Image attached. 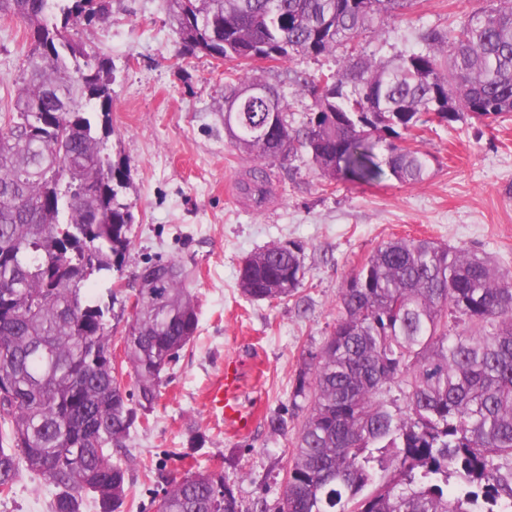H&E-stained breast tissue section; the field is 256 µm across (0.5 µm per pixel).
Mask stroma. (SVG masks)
<instances>
[{
  "mask_svg": "<svg viewBox=\"0 0 512 512\" xmlns=\"http://www.w3.org/2000/svg\"><path fill=\"white\" fill-rule=\"evenodd\" d=\"M112 19L84 27L82 37L112 63V132L104 154L126 164L132 207L131 245L119 265L98 278L135 288L147 264L179 260L189 272L198 330L167 371L162 396L145 422L131 428L127 464L132 493L120 512H155V498L186 472L220 470L240 512H278L291 452L304 420L292 396L297 377L330 336L351 274L381 243L426 237L486 254L512 270V113L486 123L446 128L430 122L420 149L434 156L424 183L393 177L370 183L321 178L306 158L267 169L269 193L255 204L247 192L253 161L224 133L227 64L179 54L167 0H111ZM487 0H409L362 42L379 57L419 48L429 28L456 27ZM22 19L0 18V113L21 84L28 50ZM345 64L343 51L298 56L267 73L291 103L293 126L306 119L308 99L295 96L291 73L313 78ZM296 243L306 268L294 297L247 299L238 286L243 259L275 244ZM234 362L240 402L253 412L242 430L225 428L206 395ZM286 429L271 432L270 417ZM56 489L22 470L0 512H50Z\"/></svg>",
  "mask_w": 512,
  "mask_h": 512,
  "instance_id": "1",
  "label": "stroma"
}]
</instances>
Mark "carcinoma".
I'll list each match as a JSON object with an SVG mask.
<instances>
[{
	"instance_id": "1",
	"label": "carcinoma",
	"mask_w": 512,
	"mask_h": 512,
	"mask_svg": "<svg viewBox=\"0 0 512 512\" xmlns=\"http://www.w3.org/2000/svg\"><path fill=\"white\" fill-rule=\"evenodd\" d=\"M170 0L182 54L231 63L229 143L256 162L248 192L268 194L266 164L304 153L323 177L390 175L424 182L431 155L409 144L424 116L451 127L512 112V0H495L456 28L427 29L422 48L370 58L360 36L407 0ZM27 24L23 77L0 126V495L25 466L55 476L52 512H117L137 411L161 397L163 373L196 337L197 308L181 264L162 281L146 265L133 294L110 288L120 312L87 292L130 246L120 202L127 171L103 156L112 133L110 63L78 38L111 17L110 0H0V18ZM344 48L341 71L296 77L311 99L289 122L281 87L241 89L276 61ZM305 277L296 246L243 261L238 286L254 301L294 296ZM134 315L123 337L134 391L114 368L108 318ZM306 411L286 470L288 512H512V271L428 239L379 245L350 277L331 336L293 394ZM156 512H239L216 470L171 484Z\"/></svg>"
}]
</instances>
